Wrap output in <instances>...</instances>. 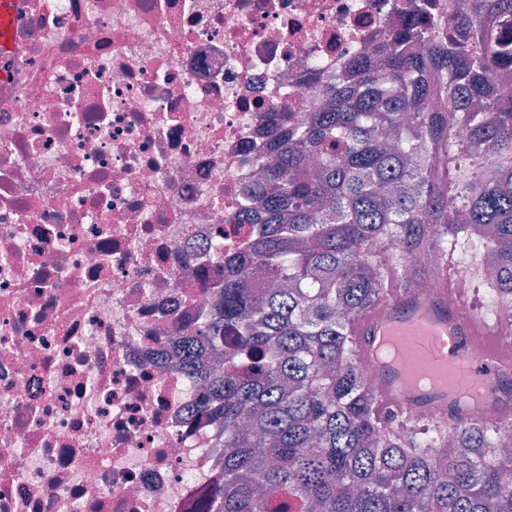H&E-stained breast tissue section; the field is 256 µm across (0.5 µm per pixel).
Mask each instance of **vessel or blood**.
Segmentation results:
<instances>
[{"label": "vessel or blood", "mask_w": 512, "mask_h": 512, "mask_svg": "<svg viewBox=\"0 0 512 512\" xmlns=\"http://www.w3.org/2000/svg\"><path fill=\"white\" fill-rule=\"evenodd\" d=\"M351 331L383 414L426 412L442 427L512 415V323L468 311L457 289L393 290Z\"/></svg>", "instance_id": "b4317fda"}]
</instances>
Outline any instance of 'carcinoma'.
Here are the masks:
<instances>
[{
  "mask_svg": "<svg viewBox=\"0 0 512 512\" xmlns=\"http://www.w3.org/2000/svg\"><path fill=\"white\" fill-rule=\"evenodd\" d=\"M507 1L472 0L476 51L432 38L435 16L352 57L361 83H332L334 109L288 126L263 164L253 241L176 343L224 424L213 512H512V423L394 428L350 334L394 268L424 281L481 257L487 314L512 303V47L491 24Z\"/></svg>",
  "mask_w": 512,
  "mask_h": 512,
  "instance_id": "cac0c4a2",
  "label": "carcinoma"
}]
</instances>
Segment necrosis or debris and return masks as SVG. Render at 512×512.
<instances>
[{"label":"necrosis or debris","mask_w":512,"mask_h":512,"mask_svg":"<svg viewBox=\"0 0 512 512\" xmlns=\"http://www.w3.org/2000/svg\"><path fill=\"white\" fill-rule=\"evenodd\" d=\"M0 81V512H195L224 427L167 349L395 0H16ZM223 239L224 251L209 249ZM167 349L164 360L154 354Z\"/></svg>","instance_id":"obj_1"}]
</instances>
